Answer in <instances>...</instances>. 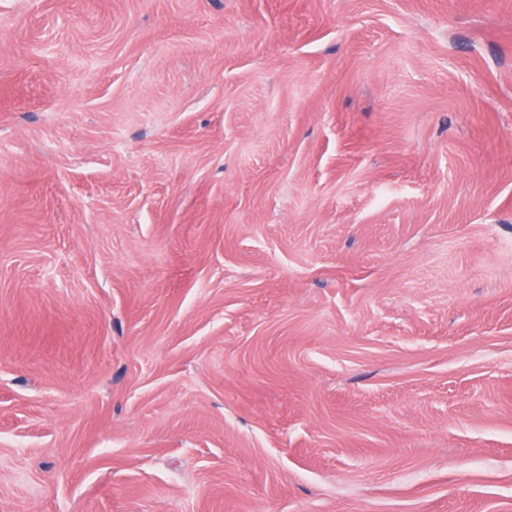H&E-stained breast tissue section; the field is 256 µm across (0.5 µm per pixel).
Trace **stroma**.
<instances>
[{
    "instance_id": "stroma-1",
    "label": "stroma",
    "mask_w": 512,
    "mask_h": 512,
    "mask_svg": "<svg viewBox=\"0 0 512 512\" xmlns=\"http://www.w3.org/2000/svg\"><path fill=\"white\" fill-rule=\"evenodd\" d=\"M0 512H512V0H0Z\"/></svg>"
}]
</instances>
